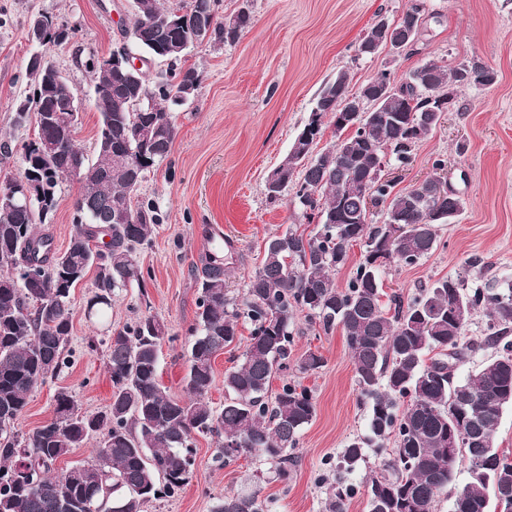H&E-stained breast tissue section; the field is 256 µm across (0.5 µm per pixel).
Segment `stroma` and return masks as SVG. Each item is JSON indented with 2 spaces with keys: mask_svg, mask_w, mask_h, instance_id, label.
<instances>
[{
  "mask_svg": "<svg viewBox=\"0 0 512 512\" xmlns=\"http://www.w3.org/2000/svg\"><path fill=\"white\" fill-rule=\"evenodd\" d=\"M421 2L418 40L398 57L385 48L361 57L357 46L379 19L396 21L409 0H250L251 24L237 42L189 46L182 63L198 71L200 87L173 107L177 136L171 153L138 190L164 216L141 254L152 278L145 288L123 292L107 323L85 315L91 281L76 288L73 360L35 391L15 423L17 433L28 434L53 418V396L61 388L71 391L83 410H103L112 383L103 355L88 353L87 342L146 309L162 318L174 337L162 347L161 383L170 394L181 395L182 348L197 311L192 269L208 247V235L221 232L233 243V251L224 255L231 269L228 287L241 293L268 240L302 221L291 192L270 200L266 181L307 122L321 88L342 71L355 92L384 70L402 83L428 61L453 66L476 59L494 70L492 86L459 91L455 111L445 113L418 142L410 164L389 169L404 190L431 175L435 159H444L443 177L462 199L463 210L454 223L439 227L431 257L413 268L387 270L383 289L407 297L448 275L477 278L493 288L512 281V0ZM133 13V0H0V182L21 174L20 147L31 133L15 123L16 106L29 93L31 19L44 14L73 30L68 44L43 52L77 90L76 140L91 155L99 114L83 62L128 43ZM78 193L76 180L60 182L51 226L57 250L68 245ZM298 326L296 354H322L325 364L305 374L291 369L272 381L276 389L290 380L301 383L316 408L300 434L290 479H276L261 458L242 457L217 468L214 438L200 436L189 484L174 498L147 504L146 512H210L215 498L227 492L258 494L263 512H325L329 464L349 440L365 433L369 410L358 400L342 331L327 335L303 320Z\"/></svg>",
  "mask_w": 512,
  "mask_h": 512,
  "instance_id": "obj_1",
  "label": "stroma"
}]
</instances>
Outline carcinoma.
I'll return each instance as SVG.
<instances>
[{"instance_id": "1", "label": "carcinoma", "mask_w": 512, "mask_h": 512, "mask_svg": "<svg viewBox=\"0 0 512 512\" xmlns=\"http://www.w3.org/2000/svg\"><path fill=\"white\" fill-rule=\"evenodd\" d=\"M219 0H191L182 25L168 24L173 8L160 0H136L132 29L135 52L171 63L163 79L105 68L90 59L100 129L96 161L75 144L71 112H46L40 139L62 145L55 153L22 145V174L0 184V512H143L160 498L178 494L192 479L198 435L217 440L213 457L222 468L242 456L257 455L288 481L292 451L315 416L310 392L295 382L270 391L275 375L290 367L308 373L324 366L312 351L294 358L299 316L330 334L342 329L354 364L358 397L369 407L368 432L352 438L336 459V484L329 512H347L357 488L342 473L364 461L366 449L387 453L384 471L364 490V512H433L458 463L468 481L455 488L452 512H512V460L496 446L503 409L512 405V281L507 287H471L447 276L409 297L393 294V309L382 302L385 270L413 267L437 248V228L462 209L448 204L442 177L394 191L392 181L375 175L380 162L406 165L413 147L438 126V103L460 87H486L496 75L472 62L448 68L429 61L415 69L391 95H381L391 74L381 71L356 93L370 110L345 125L334 123L337 141L303 165L304 133L274 169L277 199L293 186V204L310 233L291 224L267 243L260 267L243 296L227 288L224 236L210 234L211 248L193 275L199 289L197 316L184 351V395L172 396L160 382L163 344L172 342L166 322L145 311L87 348H103L112 397L102 411L88 414L72 392L54 396V418L26 436L15 422L35 390L71 364L73 290L95 271L86 316L104 320L112 301L127 288L145 287L141 251L163 215L137 191L149 169L171 153L176 125L164 103L183 102L200 86L196 69L177 66L184 41L197 25L211 26L210 39L236 42L251 24L249 5L218 18ZM30 86L39 87L47 107L77 97L55 65H26ZM349 95L342 72L328 85L305 128L321 134L324 117L337 118ZM146 149L150 164L126 162L133 149ZM64 177L81 185L68 247L58 252L48 224ZM39 189L27 205L6 202L17 182ZM368 183V193L351 188ZM383 205L384 221L373 225L368 205ZM97 240L98 249L90 247ZM364 253L346 286L332 272L345 266L354 243ZM462 299L471 313L487 318L485 336L464 341L467 322L449 315ZM251 325L241 360L224 373V406L214 407L215 357L238 339L240 320ZM492 349L464 379L455 367L468 353ZM95 440L90 460L57 471L56 462ZM259 492L216 498L211 512H262Z\"/></svg>"}]
</instances>
